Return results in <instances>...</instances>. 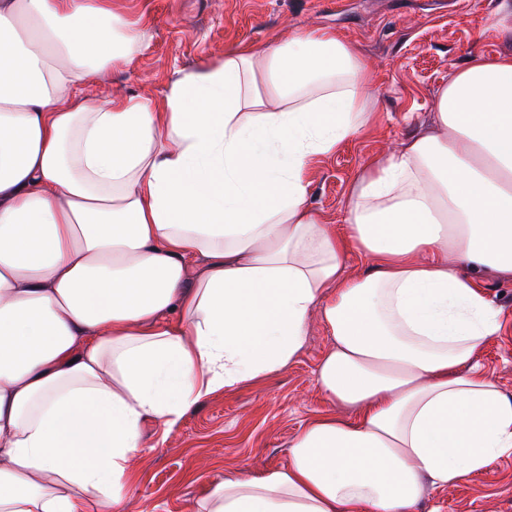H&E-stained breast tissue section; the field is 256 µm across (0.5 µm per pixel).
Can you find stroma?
I'll return each instance as SVG.
<instances>
[{"mask_svg":"<svg viewBox=\"0 0 512 512\" xmlns=\"http://www.w3.org/2000/svg\"><path fill=\"white\" fill-rule=\"evenodd\" d=\"M500 0H122L141 20L148 48L92 88L103 101L115 94L162 100L180 72L223 59L241 43L287 37L294 30L326 28L354 41L369 59L375 124L317 160L310 172V202L330 224L343 223L350 186L369 160L425 128L435 90L476 54L512 53V36L492 33ZM487 296L507 322L489 339L477 362L512 394V280L482 278ZM330 340L311 320L302 352L288 368L234 390H220L174 426L148 424L138 474L125 512H196L211 478L234 469L249 475L282 464L300 425L329 404L316 385L317 366ZM421 512H512V455L495 459L462 482L430 491Z\"/></svg>","mask_w":512,"mask_h":512,"instance_id":"stroma-1","label":"stroma"}]
</instances>
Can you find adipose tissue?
I'll use <instances>...</instances> for the list:
<instances>
[{"mask_svg":"<svg viewBox=\"0 0 512 512\" xmlns=\"http://www.w3.org/2000/svg\"><path fill=\"white\" fill-rule=\"evenodd\" d=\"M147 47L117 0H0V512H87L90 490L124 512L145 426L287 368L315 312L318 389L349 417L215 478L200 512H419L512 453V395L475 361L503 331L478 282L512 278V54L449 75L339 232L308 173L371 123L355 44L309 29L159 105L86 98Z\"/></svg>","mask_w":512,"mask_h":512,"instance_id":"ef3b65f1","label":"adipose tissue"}]
</instances>
